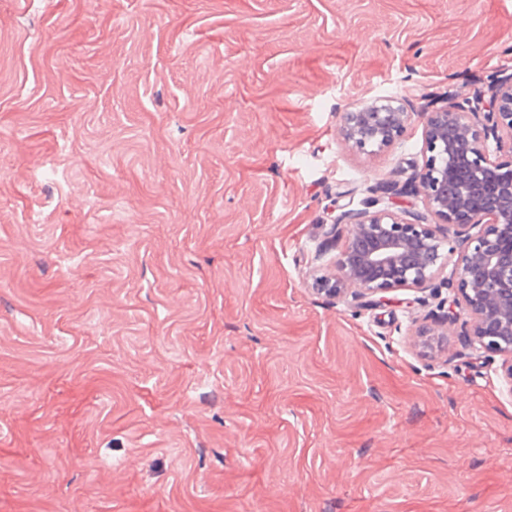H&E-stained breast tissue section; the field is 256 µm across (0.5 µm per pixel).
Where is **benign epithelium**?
<instances>
[{
	"label": "benign epithelium",
	"mask_w": 512,
	"mask_h": 512,
	"mask_svg": "<svg viewBox=\"0 0 512 512\" xmlns=\"http://www.w3.org/2000/svg\"><path fill=\"white\" fill-rule=\"evenodd\" d=\"M405 98L377 94L340 113L343 141L358 153L382 152L402 140ZM423 118L424 162L404 182L371 189L360 209H341L332 225L348 227L335 272L317 290L351 295L365 307L399 289L433 290L459 246L445 283L454 289L448 325L478 349L498 355L504 391L512 397V77L477 87L451 105H431ZM419 198L423 210H395L398 198ZM478 232L471 233L472 229Z\"/></svg>",
	"instance_id": "7a95c632"
}]
</instances>
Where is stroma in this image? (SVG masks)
I'll list each match as a JSON object with an SVG mask.
<instances>
[{
	"instance_id": "obj_1",
	"label": "stroma",
	"mask_w": 512,
	"mask_h": 512,
	"mask_svg": "<svg viewBox=\"0 0 512 512\" xmlns=\"http://www.w3.org/2000/svg\"><path fill=\"white\" fill-rule=\"evenodd\" d=\"M510 74L512 0H0V512H512L451 289L312 288L422 104ZM406 99L393 94H377L367 106L353 104L340 112L343 141L358 153L382 152L402 140L409 113Z\"/></svg>"
}]
</instances>
